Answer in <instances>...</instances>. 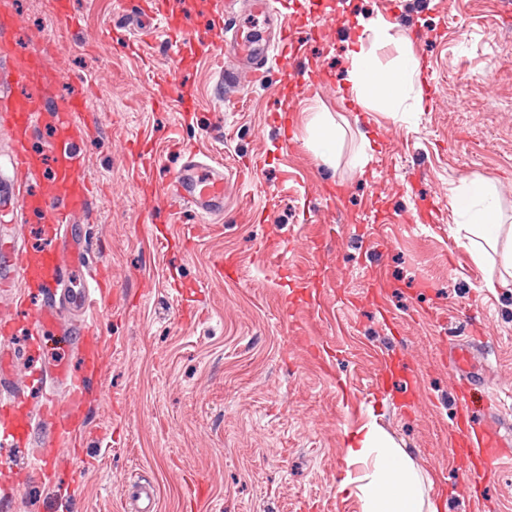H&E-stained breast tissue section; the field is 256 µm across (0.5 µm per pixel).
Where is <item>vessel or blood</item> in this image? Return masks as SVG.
I'll use <instances>...</instances> for the list:
<instances>
[{"mask_svg":"<svg viewBox=\"0 0 512 512\" xmlns=\"http://www.w3.org/2000/svg\"><path fill=\"white\" fill-rule=\"evenodd\" d=\"M139 16L144 25L139 29L138 44L149 42L148 23L152 20L162 23L172 34L181 32L182 20L171 12L169 0H146ZM294 41L291 30L284 26L273 45H230L218 55L224 63L221 77L225 85L235 84L237 63L242 57L251 62L250 76L263 78V68L272 51L281 58L286 79L302 80V73L293 66ZM12 75L21 92L0 99V110L5 113L8 134L13 142L9 166L12 181L18 191V207L24 212H39L42 217L43 243L38 249L24 245L14 248L10 254L9 274L0 282L13 289L16 306L25 311L32 332L37 334L43 328L57 325L60 321L58 303L66 297L65 283L69 273L60 261L58 246L65 239L73 217L84 212L94 196L92 185L82 177L83 155L79 149L80 143L93 127V111L86 94L81 91L64 103L49 104L40 58H28L15 64ZM47 111L55 112L57 124L51 150L49 154L43 155L32 151L29 142ZM41 172L47 175L49 191L41 194L28 191L26 185L30 177ZM139 183L148 209L161 205L172 210L185 207L208 221L221 217L224 212V167L219 163L202 162L197 152H190L185 162L172 173L164 194H157L149 178H140ZM31 283L43 288L41 303H31L23 293V286ZM104 288L103 273H90L77 298L83 311L79 331L85 340V352L92 357L86 373H71L67 362L63 360L56 362L50 369H37L30 373L31 379L36 380L44 391L39 416L55 431L53 440L46 443L45 447H31V421L11 411L13 403L20 401L21 394L12 389L9 374L0 375V385L11 390L9 398L0 402V446L28 448L33 459L28 469L31 477H46L49 461L58 447L74 444L80 434L82 421L77 411L92 383L93 374L99 369L93 356L101 348L97 328ZM449 363L462 382L459 394H466L468 385L473 381L470 373L472 347L467 344L453 346ZM464 445L466 455L476 464L469 474L470 480L483 479L489 472L512 465V446L508 445L496 425L487 424L475 430L467 436Z\"/></svg>","mask_w":512,"mask_h":512,"instance_id":"obj_1","label":"vessel or blood"}]
</instances>
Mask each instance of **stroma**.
<instances>
[{"instance_id":"obj_1","label":"stroma","mask_w":512,"mask_h":512,"mask_svg":"<svg viewBox=\"0 0 512 512\" xmlns=\"http://www.w3.org/2000/svg\"><path fill=\"white\" fill-rule=\"evenodd\" d=\"M70 2L78 25L66 33L50 0L0 8L19 53L43 54L55 100L80 85L90 93L98 127L83 175L98 201L68 241L101 258L108 285L85 432L59 448L65 467L16 498L17 512H132L143 485L158 512H360L339 483L350 439L372 415L430 476L445 512H512V469L473 489L463 462L442 464L459 408L448 367L458 309L477 307L486 336L475 370L492 388L512 387V288L486 290L490 269L456 241L452 209L460 181L491 180L512 231V0H325L322 27L311 0H275L301 44L296 68L318 81L296 89L274 59L264 81L229 95L213 0H171L187 18L178 52L160 37L128 50L135 0ZM378 17L390 25L380 65L402 47L425 65L420 98L403 112L361 109L346 87V51ZM160 79L188 88L191 110L159 102ZM275 109L292 112L291 135ZM316 114L341 131L329 161L307 131ZM186 146L224 166V218L212 230L141 201L139 172L162 185ZM10 152L0 131V270L13 246L41 238L40 217L13 199ZM333 184L345 189L337 206ZM452 249L462 256L453 270ZM228 256L232 280L219 267ZM62 320L67 332L42 352L28 348L26 321L0 335L30 409L41 404L31 365L85 367L79 318L67 310Z\"/></svg>"}]
</instances>
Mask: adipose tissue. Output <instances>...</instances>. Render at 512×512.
Segmentation results:
<instances>
[{
	"instance_id": "ef3b65f1",
	"label": "adipose tissue",
	"mask_w": 512,
	"mask_h": 512,
	"mask_svg": "<svg viewBox=\"0 0 512 512\" xmlns=\"http://www.w3.org/2000/svg\"><path fill=\"white\" fill-rule=\"evenodd\" d=\"M365 29L369 44H356L347 56L350 91L362 107L379 101L390 111H400L414 89L419 60L403 50L396 67L379 70L372 47L385 40L389 24L376 18L367 22ZM453 211L474 261L483 263L493 254L500 258L502 271L486 280V288L493 291L512 286V242L505 246L500 243L499 206L491 182L461 181L453 190ZM345 463L340 486L352 489L360 512H443V499L430 497L425 491L430 477L416 467L377 420L358 429L356 441L346 450Z\"/></svg>"
}]
</instances>
